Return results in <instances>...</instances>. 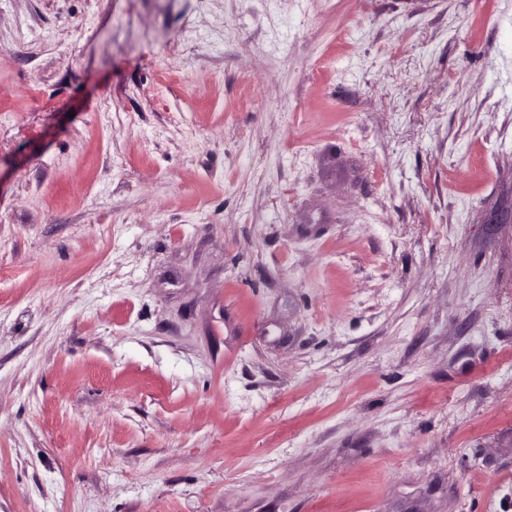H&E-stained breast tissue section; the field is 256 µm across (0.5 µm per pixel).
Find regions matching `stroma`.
<instances>
[{"instance_id": "stroma-1", "label": "stroma", "mask_w": 512, "mask_h": 512, "mask_svg": "<svg viewBox=\"0 0 512 512\" xmlns=\"http://www.w3.org/2000/svg\"><path fill=\"white\" fill-rule=\"evenodd\" d=\"M2 51L0 512H512V0H0Z\"/></svg>"}]
</instances>
